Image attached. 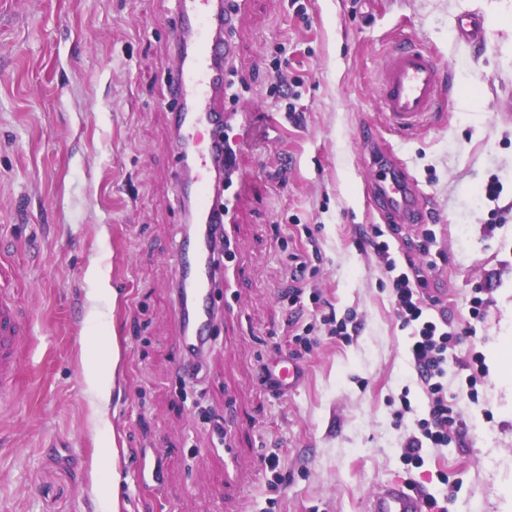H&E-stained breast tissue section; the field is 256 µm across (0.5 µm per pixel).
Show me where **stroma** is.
Segmentation results:
<instances>
[{"mask_svg": "<svg viewBox=\"0 0 512 512\" xmlns=\"http://www.w3.org/2000/svg\"><path fill=\"white\" fill-rule=\"evenodd\" d=\"M175 14V0H0V253L33 321L0 406V512H367L394 480L433 500L427 512H512V372L490 360L512 342V0H246L231 67L258 118L198 409L179 394L170 289L184 227ZM406 36L435 51L448 99L397 136L378 63ZM280 73L297 99L271 94ZM387 154L417 183L424 223L371 206L367 174ZM377 232L398 269H424V313L453 337L443 385L460 432L418 468L401 448L428 395L367 244ZM293 254L306 263L294 306ZM331 313L352 317L349 340ZM114 342L113 379L98 370ZM283 358L302 372L290 390L266 381Z\"/></svg>", "mask_w": 512, "mask_h": 512, "instance_id": "stroma-1", "label": "stroma"}]
</instances>
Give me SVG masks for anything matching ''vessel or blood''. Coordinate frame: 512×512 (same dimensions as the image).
I'll use <instances>...</instances> for the list:
<instances>
[{
	"instance_id": "b4317fda",
	"label": "vessel or blood",
	"mask_w": 512,
	"mask_h": 512,
	"mask_svg": "<svg viewBox=\"0 0 512 512\" xmlns=\"http://www.w3.org/2000/svg\"><path fill=\"white\" fill-rule=\"evenodd\" d=\"M237 13L217 0H178V22L171 34L177 63L167 76L168 97L176 112L179 157L193 172L195 223L183 234L174 254L177 277L172 285L176 319L183 346L205 349L212 334L216 307L211 287L218 273L213 264L211 227L232 223L235 203L225 199L223 210L205 200L206 175L212 171L222 142L219 133L229 116L220 107L228 81L227 62L233 47L228 38L212 36L214 28L231 29ZM381 115L387 131L407 135L436 116L445 102L438 76V60L414 42L394 43L380 65ZM372 189L379 205L396 224L424 220L422 202L408 172L398 162L374 169ZM32 336L14 291L0 283V399L16 381L21 357ZM369 512H423L420 496L390 484L377 492Z\"/></svg>"
}]
</instances>
